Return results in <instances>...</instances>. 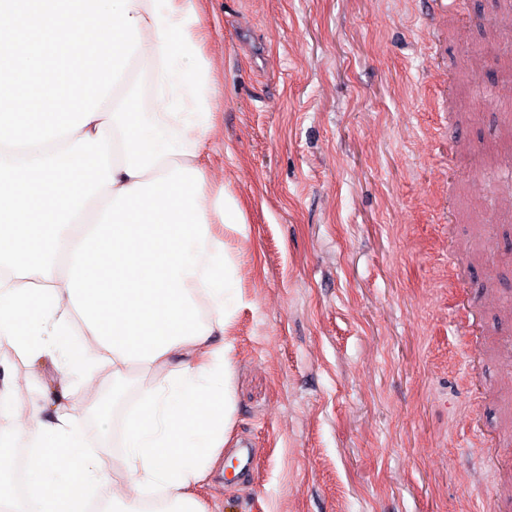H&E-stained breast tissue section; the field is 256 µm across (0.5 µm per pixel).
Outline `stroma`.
<instances>
[{"label": "stroma", "mask_w": 512, "mask_h": 512, "mask_svg": "<svg viewBox=\"0 0 512 512\" xmlns=\"http://www.w3.org/2000/svg\"><path fill=\"white\" fill-rule=\"evenodd\" d=\"M218 89L209 167L244 210L227 442L205 512H512V200L484 153L500 120L489 0L429 26L426 0H201ZM167 370L74 382L13 366L14 398L63 405L127 481L122 422Z\"/></svg>", "instance_id": "stroma-1"}]
</instances>
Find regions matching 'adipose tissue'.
<instances>
[{
    "instance_id": "obj_1",
    "label": "adipose tissue",
    "mask_w": 512,
    "mask_h": 512,
    "mask_svg": "<svg viewBox=\"0 0 512 512\" xmlns=\"http://www.w3.org/2000/svg\"><path fill=\"white\" fill-rule=\"evenodd\" d=\"M199 0H0V347L89 379L167 369L125 422V492L67 411L15 403L0 362V505L9 512H204L190 488L233 410L238 300L225 233L246 218L205 159L214 123ZM147 95L130 91L132 69ZM93 344H76L78 331ZM34 480L13 492L15 446Z\"/></svg>"
}]
</instances>
